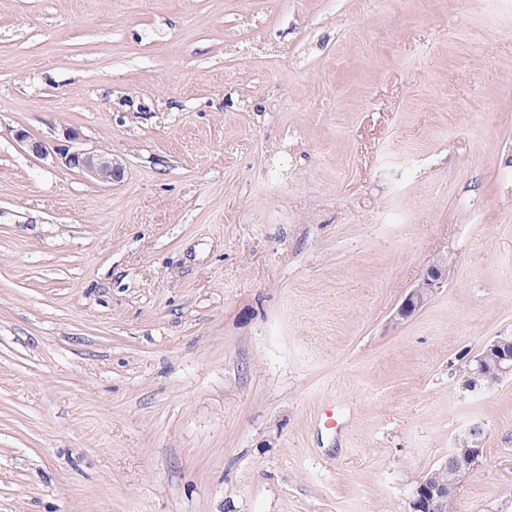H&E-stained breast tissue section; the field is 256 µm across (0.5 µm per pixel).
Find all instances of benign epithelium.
I'll return each instance as SVG.
<instances>
[{
  "mask_svg": "<svg viewBox=\"0 0 512 512\" xmlns=\"http://www.w3.org/2000/svg\"><path fill=\"white\" fill-rule=\"evenodd\" d=\"M66 144L49 146L42 140L33 139L24 130L16 131V138L25 143L32 153L36 155L54 154L58 165L70 170L85 174L99 182L110 183L121 179L123 166L112 153L104 149H84L76 146L81 140L80 132L75 128H66L63 131ZM447 266L432 265L426 267L419 281L409 290L401 303L397 316L405 319L419 310L425 300L433 297L447 283ZM497 347L501 349L496 358V370L502 380L512 378V338L503 336L497 339ZM477 368L469 371L465 379L468 391L478 394L491 390L480 381L483 358H476ZM480 450L475 448H462L458 442L448 453V458L442 467L448 469V485L430 486V479H421L415 487L410 505L418 509L421 504H427V512H444L445 501L457 495L462 481L466 475L480 464Z\"/></svg>",
  "mask_w": 512,
  "mask_h": 512,
  "instance_id": "1",
  "label": "benign epithelium"
}]
</instances>
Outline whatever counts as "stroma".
I'll return each mask as SVG.
<instances>
[{
  "label": "stroma",
  "mask_w": 512,
  "mask_h": 512,
  "mask_svg": "<svg viewBox=\"0 0 512 512\" xmlns=\"http://www.w3.org/2000/svg\"><path fill=\"white\" fill-rule=\"evenodd\" d=\"M510 335L512 0H0V512H512ZM63 135L65 142L69 144L51 147L58 165L67 170L85 174L102 183H112L121 179L123 166L112 157V153L104 149L75 147L74 144L81 140V134L77 129L65 128ZM447 265L427 266L419 281L409 290L401 303L397 316L405 319L419 310L426 299L433 297L447 283ZM497 347L501 349V352H499L498 357L496 358V370L488 360V356L486 359V363L484 368L482 369L483 365V358L477 357L480 355H483L485 353L491 352L492 349V343L485 345L483 349L475 356L476 362H477V368L475 370H469L475 368V361L473 360L472 363L465 365V387L468 391L478 394V393H484L490 391L492 388L491 386H485L480 381V372L482 370V381L486 383L487 385L492 384L493 388L500 385L502 382L499 381V378L501 380H508L512 378V338L511 336H501V338L497 339ZM469 370V374H468ZM498 373V375H497ZM468 374V375H467ZM499 376V378H498ZM483 428L481 423H473L461 430L454 438L453 446L448 453V458L442 464V468H448V474L439 472L440 466L437 465L427 473V476H433V483L435 485L443 484L448 481V485L437 487L430 486L429 478H422L415 487L412 499L410 502L413 510L419 509L421 504L426 502L427 512H454V504L459 488L466 475L475 467H477L481 460L479 459V448H465L458 444L460 436L469 437L473 444L480 445V433ZM455 496V497H451ZM449 497V498H448ZM448 499L444 510L443 506Z\"/></svg>",
  "instance_id": "35a3bbf8"
}]
</instances>
